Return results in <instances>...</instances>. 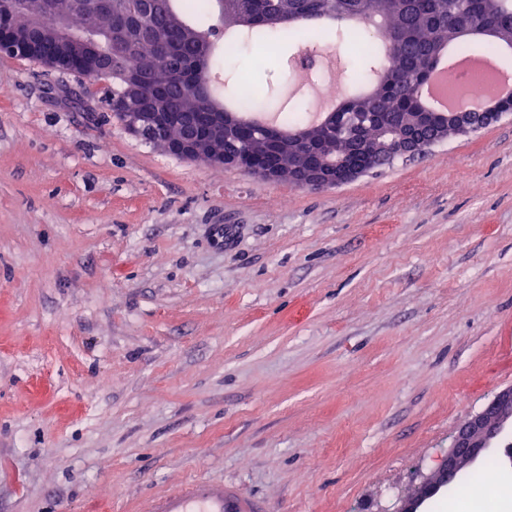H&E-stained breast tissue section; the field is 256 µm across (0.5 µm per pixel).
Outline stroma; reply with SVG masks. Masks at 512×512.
<instances>
[{
	"mask_svg": "<svg viewBox=\"0 0 512 512\" xmlns=\"http://www.w3.org/2000/svg\"><path fill=\"white\" fill-rule=\"evenodd\" d=\"M0 57V512L186 480L391 512L512 385V114L335 188L185 160Z\"/></svg>",
	"mask_w": 512,
	"mask_h": 512,
	"instance_id": "stroma-1",
	"label": "stroma"
}]
</instances>
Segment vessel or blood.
Wrapping results in <instances>:
<instances>
[{
  "instance_id": "1",
  "label": "vessel or blood",
  "mask_w": 512,
  "mask_h": 512,
  "mask_svg": "<svg viewBox=\"0 0 512 512\" xmlns=\"http://www.w3.org/2000/svg\"><path fill=\"white\" fill-rule=\"evenodd\" d=\"M141 512H266V505L234 483L194 479L147 499Z\"/></svg>"
}]
</instances>
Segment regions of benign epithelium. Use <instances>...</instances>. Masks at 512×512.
<instances>
[{"label": "benign epithelium", "instance_id": "benign-epithelium-1", "mask_svg": "<svg viewBox=\"0 0 512 512\" xmlns=\"http://www.w3.org/2000/svg\"><path fill=\"white\" fill-rule=\"evenodd\" d=\"M165 0H136L135 15L142 36L153 41L169 76V84L183 83V66L165 34L154 26V19L164 10ZM83 0H5L0 4V56L19 57L44 63L36 46L48 38L68 47L73 56L97 43V34L107 28L109 47L97 50L91 75L110 76L113 69L112 45L120 35L112 25H101L92 16L81 22ZM222 15L233 16L243 25L256 18L249 15L240 0H225ZM497 35L491 27L465 26L451 37ZM119 73L123 92L113 98V110L132 134L152 142L158 148L180 158L215 166L245 169L267 181L289 182L313 188L334 187L355 180L364 170L349 161L354 149H364L374 142L379 152L390 159L409 157L436 142L422 130L434 133L470 134L512 112V91L484 99L471 109L448 112H418L410 120L392 119L382 112H371L365 123L336 125L335 114L325 112L315 125L316 133L304 129L291 137L288 166L257 158L241 139V123L235 113L215 108L210 112H170L157 88L144 89V70L123 69ZM253 135L277 147L282 136L275 126H255ZM512 436V386L498 391L478 414L464 421L456 430L448 453L437 463L432 476L414 492L397 498L393 512H426L430 501L448 490L463 472L477 464L486 453L502 447Z\"/></svg>", "mask_w": 512, "mask_h": 512}]
</instances>
